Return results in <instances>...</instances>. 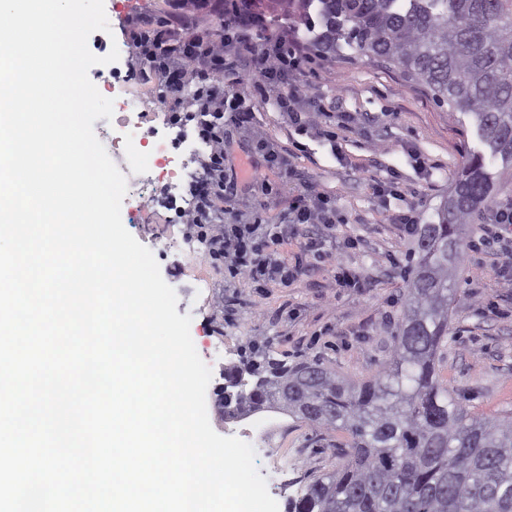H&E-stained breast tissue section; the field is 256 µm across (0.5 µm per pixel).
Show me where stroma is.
Listing matches in <instances>:
<instances>
[{"label": "stroma", "instance_id": "35a3bbf8", "mask_svg": "<svg viewBox=\"0 0 512 512\" xmlns=\"http://www.w3.org/2000/svg\"><path fill=\"white\" fill-rule=\"evenodd\" d=\"M169 5L170 0H104L109 29L93 32L88 39L97 56L103 55L104 43L123 45L118 61L93 66L89 77L98 86L120 83L138 101L147 128L163 122L159 97L175 104L191 95L187 87L161 92L140 75L129 19L140 13L165 18ZM302 46L313 66L312 73L298 79L306 108L318 105L353 113L356 125L346 133L342 152L336 153L324 139L293 138L282 113L256 105L251 131L225 129L224 171L239 183L235 201L224 206V220L233 222L259 204L269 223H276L302 185L311 184L335 200L346 218L336 227L337 238L356 237L357 248L334 258L316 256L309 272L261 292L214 267L204 245L188 237L185 225L164 205L151 203L139 212L121 213L128 232L152 252L162 278L174 289L178 314L190 316L195 347L215 345L221 350V358L210 365L206 405L213 430L222 436L233 435L237 424L223 419L215 391L224 382L225 367L249 357L254 342L264 343L271 358L289 364L315 360L354 382L377 372L393 345L394 321L405 293L402 268L415 241L392 218L412 208L419 223L430 221L466 151L479 146L471 117L438 107L429 92L406 81L397 69L350 49L329 58L314 52L310 41ZM260 136L281 146L295 139L306 146L289 177L255 154L251 160L266 180L262 190L247 183L244 170L250 160L246 154L253 152ZM393 171L404 197H376L373 180ZM504 252V243L491 235L475 237L461 269L460 300L451 315L444 362L448 387L459 401L475 414L494 418L512 415V263ZM341 268L357 277V287L337 284ZM221 299L231 303V314L217 311ZM265 417L274 425L272 447L257 453L256 465L266 478L287 465V483L269 493L279 512H288L289 499L313 478L340 465L342 436L283 413L269 411Z\"/></svg>", "mask_w": 512, "mask_h": 512}]
</instances>
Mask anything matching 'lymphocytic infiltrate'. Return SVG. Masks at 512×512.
<instances>
[{"instance_id": "f902f5d3", "label": "lymphocytic infiltrate", "mask_w": 512, "mask_h": 512, "mask_svg": "<svg viewBox=\"0 0 512 512\" xmlns=\"http://www.w3.org/2000/svg\"><path fill=\"white\" fill-rule=\"evenodd\" d=\"M196 3L220 19L219 29L196 27L184 12L185 0H170V14L164 21L143 15L131 19L139 31L138 56L146 63L149 77L166 88H194L187 101L167 114L171 127L194 128L206 147L199 157L203 174L190 183L191 203L179 215L188 234L207 242L208 259L226 263L231 276L258 288L284 284L290 274L279 257L280 246L295 239L302 254L321 252L326 232L336 225V204L307 185L289 204L283 223H265L259 212L249 224L225 223L222 204L236 197L237 185L224 175V128L247 129L253 123L245 97L224 91L225 85L244 82L242 73H227L226 61L231 57L256 61L261 77L252 84L254 93L260 102L283 112L297 134L317 126L332 138L337 131L353 129L355 118L348 112H321L314 118L305 112L295 77L308 57L288 31L274 28L264 14L251 10L250 0Z\"/></svg>"}]
</instances>
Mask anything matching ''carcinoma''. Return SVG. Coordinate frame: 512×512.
I'll return each instance as SVG.
<instances>
[{"mask_svg": "<svg viewBox=\"0 0 512 512\" xmlns=\"http://www.w3.org/2000/svg\"><path fill=\"white\" fill-rule=\"evenodd\" d=\"M322 54L348 47L397 67L450 112L474 120L482 148L455 175L435 219L415 228L392 356L351 383L316 361L264 350L224 371L242 385L224 418L283 412L346 434L340 468L288 500V512H512V416L472 414L442 360L470 240L490 211L499 159L512 165V0H298Z\"/></svg>", "mask_w": 512, "mask_h": 512, "instance_id": "carcinoma-1", "label": "carcinoma"}]
</instances>
